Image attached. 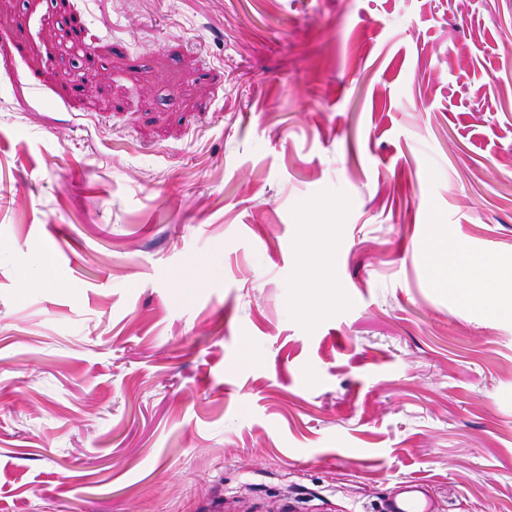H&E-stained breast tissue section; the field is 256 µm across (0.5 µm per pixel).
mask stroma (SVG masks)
Masks as SVG:
<instances>
[{
    "label": "stroma",
    "mask_w": 512,
    "mask_h": 512,
    "mask_svg": "<svg viewBox=\"0 0 512 512\" xmlns=\"http://www.w3.org/2000/svg\"><path fill=\"white\" fill-rule=\"evenodd\" d=\"M67 14L0 0V512H512V316L415 252L512 274V0ZM321 228L320 224L305 225L306 235L313 238L315 242L312 260L309 261L305 254L301 255L302 264L304 269H307V274L305 276L303 273L300 288H309L308 294H321L322 289L330 288L327 280L318 273L319 265L328 263L333 256V247L330 242L322 238ZM415 247L430 262L438 287L457 292L465 305L491 304L495 313L512 315V289L502 292L501 275L492 262H474L460 243L436 236L422 237ZM424 486L416 481L402 483L397 494L385 504L384 512H435L434 503L430 497L420 498Z\"/></svg>",
    "instance_id": "35a3bbf8"
}]
</instances>
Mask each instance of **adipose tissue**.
Segmentation results:
<instances>
[{"mask_svg":"<svg viewBox=\"0 0 512 512\" xmlns=\"http://www.w3.org/2000/svg\"><path fill=\"white\" fill-rule=\"evenodd\" d=\"M416 249L428 259L438 287L455 291L464 304H490L496 313L512 315V289L501 288V275L487 260L473 261L461 244L436 237L421 238Z\"/></svg>","mask_w":512,"mask_h":512,"instance_id":"1","label":"adipose tissue"}]
</instances>
